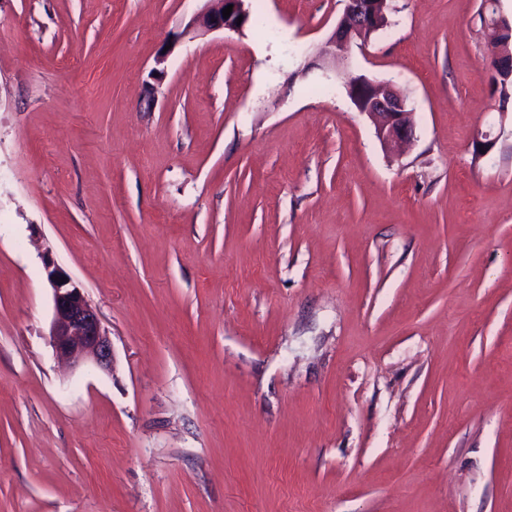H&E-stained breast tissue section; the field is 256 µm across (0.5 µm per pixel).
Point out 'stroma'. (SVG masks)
Here are the masks:
<instances>
[{
	"label": "stroma",
	"instance_id": "1",
	"mask_svg": "<svg viewBox=\"0 0 512 512\" xmlns=\"http://www.w3.org/2000/svg\"><path fill=\"white\" fill-rule=\"evenodd\" d=\"M483 3L392 0L334 74L342 0L203 35L205 0H0V512H512ZM352 74L403 91L409 145ZM48 258L111 370L57 358ZM346 92L357 111L369 117L386 150L411 140L414 113L399 88L361 74L350 78Z\"/></svg>",
	"mask_w": 512,
	"mask_h": 512
}]
</instances>
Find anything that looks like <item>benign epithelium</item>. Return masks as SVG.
<instances>
[{
    "mask_svg": "<svg viewBox=\"0 0 512 512\" xmlns=\"http://www.w3.org/2000/svg\"><path fill=\"white\" fill-rule=\"evenodd\" d=\"M246 0H211V5L195 17L188 29L204 34L219 29L237 30L246 25L249 11ZM232 6L229 17L222 11ZM389 0H344V9L327 41L324 60L337 68L347 61L354 43H365L387 23ZM483 27L491 37V55L486 59L494 75L512 76V21L490 13ZM346 92L357 109L367 115L378 139L388 151L411 140L413 112L401 90L390 83L378 82L365 75L350 78ZM47 279L53 292V315L50 343L58 356L79 363L90 358L103 370L112 368V345L97 310L85 297L82 288L55 263H45Z\"/></svg>",
    "mask_w": 512,
    "mask_h": 512,
    "instance_id": "1",
    "label": "benign epithelium"
}]
</instances>
